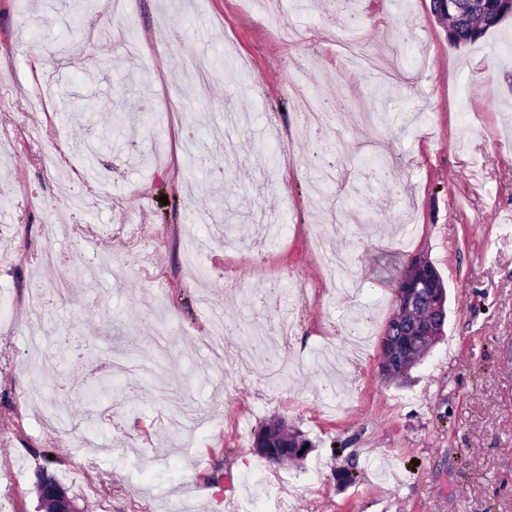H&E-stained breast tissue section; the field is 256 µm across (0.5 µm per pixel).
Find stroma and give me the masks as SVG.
Wrapping results in <instances>:
<instances>
[{
  "label": "stroma",
  "instance_id": "35a3bbf8",
  "mask_svg": "<svg viewBox=\"0 0 512 512\" xmlns=\"http://www.w3.org/2000/svg\"><path fill=\"white\" fill-rule=\"evenodd\" d=\"M110 2L64 19L0 0V512H37L43 469L84 512H512V19L456 47L432 0H133L128 19ZM176 26L199 39L155 42ZM303 100L326 126L306 129ZM120 110L135 122L103 139ZM197 208L213 222H190ZM49 219L58 262L42 268ZM328 224L349 293L314 254ZM193 236L207 289L181 272ZM416 257L443 277L448 321L398 384L381 338ZM295 284L290 345L242 369L241 340L272 335ZM218 314L239 334L216 359ZM355 318L370 351L328 376L319 353ZM36 372L43 396L25 398ZM61 397L66 424L45 406ZM277 416L311 441L304 460L256 453Z\"/></svg>",
  "mask_w": 512,
  "mask_h": 512
}]
</instances>
